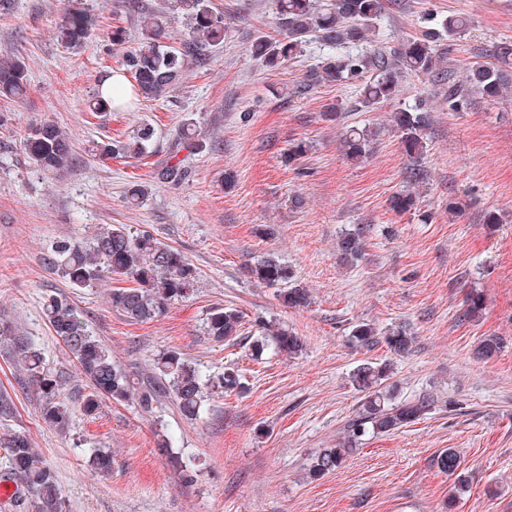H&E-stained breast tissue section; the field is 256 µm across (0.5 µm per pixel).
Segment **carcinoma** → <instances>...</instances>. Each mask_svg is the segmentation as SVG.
Returning a JSON list of instances; mask_svg holds the SVG:
<instances>
[{"label": "carcinoma", "mask_w": 512, "mask_h": 512, "mask_svg": "<svg viewBox=\"0 0 512 512\" xmlns=\"http://www.w3.org/2000/svg\"><path fill=\"white\" fill-rule=\"evenodd\" d=\"M280 34L277 38L259 36L252 44V54L271 70L303 52L310 37L315 36L329 46L343 47L361 42L368 36L372 24L384 9V0H273ZM176 7L190 21L188 36L180 45L165 42V13L147 10L141 13L140 37L137 46L126 55L125 73L137 99L155 100L167 93L182 78L191 63H202L206 52L224 42V18L216 16L205 0H176ZM97 18L82 0H70L69 8L58 24L59 42L69 48L84 44L95 29ZM470 26L464 13L448 15L442 21L443 31L453 37ZM437 33H427L403 42L397 50V64L389 57L338 54L327 58L315 79L322 82H343L362 77L372 67L376 74L362 84V103L369 108L391 98L397 88L399 74H428L437 69L431 42ZM470 84L489 98H501L512 91V45L502 44L493 53V62L477 63L466 75ZM28 95L27 71L23 61H0V97L21 100ZM467 104L463 85L448 79V109L459 111ZM92 112L112 111V93L100 91L88 101ZM394 123L401 143L414 164L407 171V182L423 183L428 170L419 163L426 144L430 117L416 107L394 113ZM369 135L364 130L351 129L345 144L350 159L366 157ZM154 129L142 126L127 140H102L94 143V155L103 158H134L145 160L153 155ZM206 148L203 139L192 128L182 130L174 151L200 153ZM30 166L43 175L62 177L73 163V147L69 136L55 123L43 121L33 126L20 143ZM390 208L403 214L417 208L414 192L404 190L392 196ZM339 252L350 260H359L363 245L359 235L346 233L337 243ZM52 265L72 288H91L103 274L122 277L133 286L112 290V306L132 322H144L161 316L167 307L188 297L199 273L191 261L177 248L161 241L149 232H132L123 225L101 229L84 243L70 240L55 242ZM254 278L269 285L291 284L282 298L292 308L309 303L308 289L293 282V273L285 263L267 256L251 267ZM44 314L55 334L61 339L81 375L89 382L90 392L82 401V410L91 414L102 400L123 402L133 396L128 375L112 362V355L94 336L88 323L63 296H51L43 305ZM243 316L239 310L216 306L207 314L205 331L214 341H229L239 335ZM258 335L251 342V355L259 360L265 350L274 347L290 357L305 349V341L285 328L270 323H258ZM0 337L15 342L27 376L41 397L42 420L52 427L66 428L71 420V407L60 398L65 384V372L52 368L30 343L12 337L11 325L0 319ZM351 341L359 347H370L380 341L390 353H409L413 337L401 327L380 331L370 323L360 322L351 332ZM393 363L367 362L351 373V384L363 393L361 412L348 425L347 441L334 448H321L311 458L309 475L320 479L340 469L354 451L356 440L367 433L391 435L421 419L427 412L425 401L388 403L391 392L386 381L392 375ZM157 378L168 384L180 413L189 420L200 416L204 390L219 388L232 392L241 386L238 370L227 367L211 375L192 365L176 350L160 353L154 362ZM0 447L8 450L7 474L20 485V491L33 496L36 512H63L64 497L43 456L31 447L28 436L21 431L7 430L0 434ZM94 469L104 475L112 470V453L104 448H92L88 454ZM440 471L454 478V484L466 482L461 458L453 448L440 452L435 459Z\"/></svg>", "instance_id": "1"}]
</instances>
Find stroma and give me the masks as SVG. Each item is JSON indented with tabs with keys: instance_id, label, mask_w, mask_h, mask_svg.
<instances>
[{
	"instance_id": "1",
	"label": "stroma",
	"mask_w": 512,
	"mask_h": 512,
	"mask_svg": "<svg viewBox=\"0 0 512 512\" xmlns=\"http://www.w3.org/2000/svg\"><path fill=\"white\" fill-rule=\"evenodd\" d=\"M84 2L99 23L79 49L56 40L67 0H11L0 11V59L23 61L29 81L24 100L0 98V315L47 363L68 372L61 395L73 408L67 429L43 423L36 388L11 345L0 344V394L12 404L11 413H0V432L26 433L60 484L66 512H512V96L472 91L467 107L452 112L447 81L404 73L393 99L366 108L360 81L307 85L335 53L318 39L277 71L253 57L257 37L279 34L272 0H208L227 32L205 63L189 65L161 100L95 115L88 100L105 67L124 64L112 28L123 27L126 45L136 46L141 11L162 0H139L134 10ZM459 11L471 18L468 30L433 48L440 68L463 79L471 66L489 62L495 45L512 44V0H388L367 39L349 51L396 49ZM421 101L432 114L421 158L429 178L416 210L399 214L390 199L407 189L411 160L392 115ZM44 119L74 144L73 165L58 181L31 169L19 149ZM144 124L157 137L148 162L91 155L92 142L126 139ZM187 125L207 147L182 154V181L163 182L157 172ZM352 127L371 134L358 164L343 144ZM301 141L306 153L289 161V148ZM135 181L148 194L133 207L125 193ZM452 201L460 214L449 213ZM490 211L500 218L492 228L484 222ZM118 224L152 233L199 271L193 293L154 320L135 323L112 307L109 294L122 280L73 289L51 265L57 240L82 242ZM347 232L363 241L359 261L337 251ZM270 254L309 289L308 307L286 306L280 287L251 277L250 267ZM472 292L484 309L461 319ZM59 294L137 389L155 383L153 363L166 350L207 373L237 368L242 387L206 391L195 420L165 391L147 409L106 400L96 415H84L90 388L43 313ZM217 305L243 311L240 340L206 335V315ZM261 318L301 336L305 352L291 358L270 349L253 361L249 338ZM360 322L412 333L410 353L393 359L392 399L424 400L430 411L396 434L365 435L340 470L313 480L311 455L338 445L361 409L352 371L390 357L385 344L351 343ZM492 335L502 339L501 350L478 357L476 347ZM165 437L186 469L161 452ZM99 447L112 452L106 477L86 456ZM447 448L461 455L464 493L434 464Z\"/></svg>"
}]
</instances>
